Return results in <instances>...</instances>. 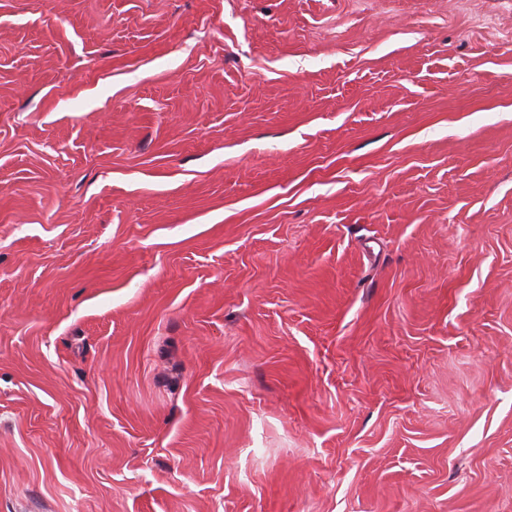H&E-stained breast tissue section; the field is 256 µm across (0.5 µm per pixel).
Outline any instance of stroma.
<instances>
[{
	"label": "stroma",
	"mask_w": 512,
	"mask_h": 512,
	"mask_svg": "<svg viewBox=\"0 0 512 512\" xmlns=\"http://www.w3.org/2000/svg\"><path fill=\"white\" fill-rule=\"evenodd\" d=\"M0 512H512V0H0Z\"/></svg>",
	"instance_id": "obj_1"
}]
</instances>
